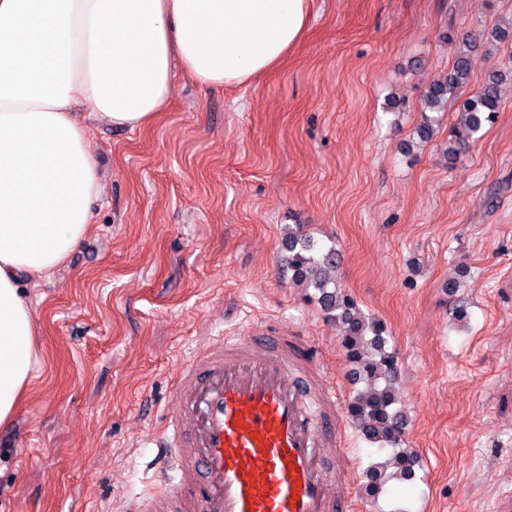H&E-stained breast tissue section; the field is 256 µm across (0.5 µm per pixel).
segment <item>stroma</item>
Masks as SVG:
<instances>
[{
	"label": "stroma",
	"mask_w": 512,
	"mask_h": 512,
	"mask_svg": "<svg viewBox=\"0 0 512 512\" xmlns=\"http://www.w3.org/2000/svg\"><path fill=\"white\" fill-rule=\"evenodd\" d=\"M509 25L512 0H314L266 76L210 88L179 71L151 126L88 122L94 224L27 289L42 358L0 428V512H125L171 491L178 471L148 439L178 411L180 363L269 321L318 345L345 411L358 383L288 267L295 224L337 247V288L386 327L418 459L412 480L367 496L388 451L345 423L350 466L329 491L352 512H497L512 486V91L456 152V106L430 141L417 131L463 41L461 97L504 69L512 37L493 33Z\"/></svg>",
	"instance_id": "stroma-1"
}]
</instances>
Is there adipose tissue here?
<instances>
[{
  "label": "adipose tissue",
  "mask_w": 512,
  "mask_h": 512,
  "mask_svg": "<svg viewBox=\"0 0 512 512\" xmlns=\"http://www.w3.org/2000/svg\"><path fill=\"white\" fill-rule=\"evenodd\" d=\"M312 0H0V427L38 360L26 287L62 266L100 192L86 117L135 129L169 101L174 64L242 85L304 38Z\"/></svg>",
  "instance_id": "obj_1"
}]
</instances>
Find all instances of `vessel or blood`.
I'll list each match as a JSON object with an SVG mask.
<instances>
[{"label":"vessel or blood","instance_id":"vessel-or-blood-1","mask_svg":"<svg viewBox=\"0 0 512 512\" xmlns=\"http://www.w3.org/2000/svg\"><path fill=\"white\" fill-rule=\"evenodd\" d=\"M174 394L180 415L154 442L179 480L144 512H349L326 488L346 457L336 392L303 337L271 321L219 339L181 364Z\"/></svg>","mask_w":512,"mask_h":512}]
</instances>
